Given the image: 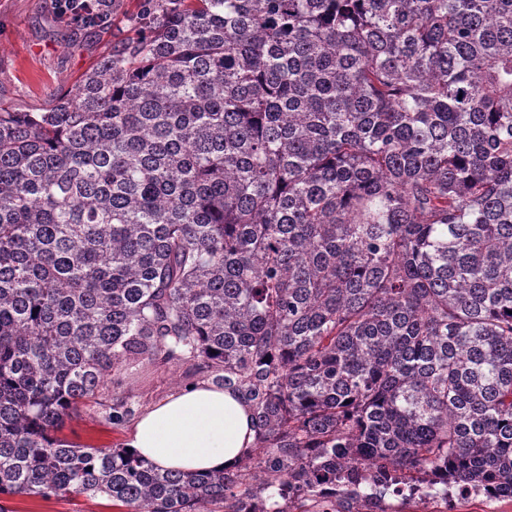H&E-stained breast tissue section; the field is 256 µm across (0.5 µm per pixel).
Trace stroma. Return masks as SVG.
Masks as SVG:
<instances>
[{
    "instance_id": "1",
    "label": "stroma",
    "mask_w": 512,
    "mask_h": 512,
    "mask_svg": "<svg viewBox=\"0 0 512 512\" xmlns=\"http://www.w3.org/2000/svg\"><path fill=\"white\" fill-rule=\"evenodd\" d=\"M142 0H112V22L105 29L83 28L59 17L52 0H0V104L17 112H43L55 92L70 90L83 73L135 28ZM188 381L186 368L151 367L146 380L115 373L102 396L104 405L124 403L134 412L164 399ZM77 448H120L126 427L108 423L101 413H81L59 433ZM0 512H114L104 497H0Z\"/></svg>"
}]
</instances>
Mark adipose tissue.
<instances>
[{
	"label": "adipose tissue",
	"mask_w": 512,
	"mask_h": 512,
	"mask_svg": "<svg viewBox=\"0 0 512 512\" xmlns=\"http://www.w3.org/2000/svg\"><path fill=\"white\" fill-rule=\"evenodd\" d=\"M256 435L252 410L238 392L199 381L141 413L126 445L164 470L209 472L238 463Z\"/></svg>",
	"instance_id": "adipose-tissue-1"
}]
</instances>
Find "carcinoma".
Returning <instances> with one entry per match:
<instances>
[{"mask_svg": "<svg viewBox=\"0 0 512 512\" xmlns=\"http://www.w3.org/2000/svg\"><path fill=\"white\" fill-rule=\"evenodd\" d=\"M0 106V496L118 512L512 499V0H154ZM250 403L221 471L75 448L122 366ZM340 485L337 499L317 487ZM0 506L6 512H117L107 498L84 495L49 499L28 495L1 496Z\"/></svg>", "mask_w": 512, "mask_h": 512, "instance_id": "cac0c4a2", "label": "carcinoma"}]
</instances>
